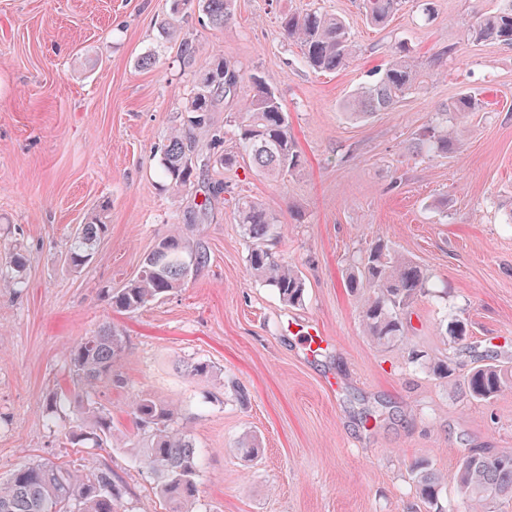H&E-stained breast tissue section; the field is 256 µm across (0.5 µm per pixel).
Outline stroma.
<instances>
[{
	"mask_svg": "<svg viewBox=\"0 0 512 512\" xmlns=\"http://www.w3.org/2000/svg\"><path fill=\"white\" fill-rule=\"evenodd\" d=\"M423 2L406 0L372 27L362 0H236L223 26L192 8L171 16V0H0V274L22 283L0 288V479L42 459L105 467L123 491L118 512H166L133 451L131 402L148 394L180 405L200 450L193 512H429L414 488L417 461L441 476L446 512H465L460 458L512 454V388L481 402L464 385L475 366L512 369V47L463 35L477 11L504 0H432L429 17ZM311 8L349 27L356 53L336 73L309 68L280 28L281 15ZM167 20L176 39L160 34ZM184 40L197 47L189 61ZM399 46L427 82L391 110L351 117L344 101ZM217 53L269 83L305 163L282 181L246 158L224 168L210 163L204 133L200 179L166 192L160 150ZM469 92L483 109L458 119L455 151L421 152L438 112ZM240 194L281 224L273 249L300 271L302 303L285 305L251 274ZM98 213L108 230L72 269L71 238ZM187 232L206 265L136 312L114 310L107 290L139 272L160 236ZM379 238L429 277L406 338L387 346L365 336L346 287L356 256ZM458 320L459 344L446 333ZM103 326L123 337L112 367L122 383H101L96 400L123 444L71 445L77 408L51 415L45 401L73 391L69 350ZM310 328L321 337L313 346ZM195 360L212 376H185ZM438 360L451 378L429 370ZM246 437L261 446L252 461L239 447Z\"/></svg>",
	"mask_w": 512,
	"mask_h": 512,
	"instance_id": "stroma-1",
	"label": "stroma"
}]
</instances>
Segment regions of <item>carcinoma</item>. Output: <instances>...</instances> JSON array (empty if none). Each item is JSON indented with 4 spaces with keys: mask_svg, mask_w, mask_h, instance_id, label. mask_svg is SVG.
<instances>
[{
    "mask_svg": "<svg viewBox=\"0 0 512 512\" xmlns=\"http://www.w3.org/2000/svg\"><path fill=\"white\" fill-rule=\"evenodd\" d=\"M187 4L197 7L214 26L224 25L234 15L235 0H173L172 13H181ZM402 4L403 0H363L365 20L371 26H381ZM280 23L314 71L332 73L348 63L352 45L343 19L311 10L301 15L285 14ZM466 39L494 40L512 47V0L509 6L494 12L476 13L466 30ZM422 83L417 68L399 56L377 71L374 82L353 93L344 108L365 118L391 108ZM222 100L243 102V109L234 120V136L258 172L282 179L302 167L287 113L275 92L255 74L249 84H244L241 71L221 56L197 75L195 91L185 106L184 127L172 132L161 149L159 168L167 188L178 192L195 182L196 132L209 130L211 112ZM481 110L482 101L476 96L459 97L442 110L445 119L427 129L420 139L422 148L434 154H448L458 143L457 129L448 125V113L463 115ZM236 217L250 241L251 273L275 288L283 303H300L305 293L304 280L298 270L266 245L275 233L276 217L248 196L237 199ZM106 231L107 224L97 214L80 225L71 240L69 265L74 269L83 267ZM207 261V253L191 245L189 239L164 236L145 258L137 277L109 294L112 308L135 312L182 287L188 276ZM427 283L428 276L417 263L399 255L381 239L357 255L347 284L359 298L362 322L371 341L388 344L405 339V314L425 294ZM122 348V336L108 328L82 337L69 351L79 409L95 431L104 436L111 434L112 419L99 410L96 389L99 383L112 381V363ZM511 383L507 370L492 363L473 368L465 378L470 396L485 401L497 397ZM131 415L143 441L137 452L156 477L169 512H189L188 506L198 494L200 456L190 430L178 423L177 405L141 395L134 399ZM412 474L419 497L438 505L441 478L423 461L414 463ZM457 478L463 498L484 509L497 500H512V455L473 450L460 459ZM120 494L108 470L79 474L43 459L26 462L0 480V512H116L114 504Z\"/></svg>",
    "mask_w": 512,
    "mask_h": 512,
    "instance_id": "carcinoma-1",
    "label": "carcinoma"
}]
</instances>
